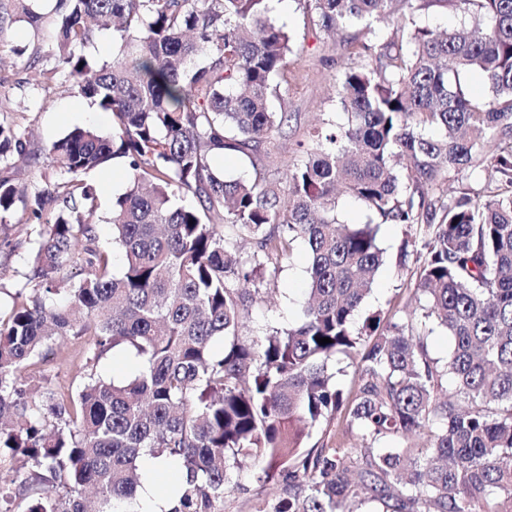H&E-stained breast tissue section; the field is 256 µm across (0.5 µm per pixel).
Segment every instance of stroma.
Masks as SVG:
<instances>
[{"mask_svg": "<svg viewBox=\"0 0 512 512\" xmlns=\"http://www.w3.org/2000/svg\"><path fill=\"white\" fill-rule=\"evenodd\" d=\"M273 7L275 17L293 35V52L280 93L269 99L272 111L291 114L288 135L272 137L274 150L266 166L253 167L247 156L234 152L213 161L214 167L226 175L250 181L284 177L288 169L301 162L302 147L310 143L313 129L344 122L335 92L339 73L347 66H371L362 43H376L378 35L388 36L393 31L391 25L381 23L373 32L360 25L331 35L313 27L298 0H274ZM53 47L51 35H33L16 0H0V124L25 131L37 147L49 145L76 127L110 133L111 115L98 111L89 100L62 91L47 97L36 86L27 84L29 62L36 57L50 59ZM85 179L98 190L99 214L103 218L129 186L125 164L119 159L86 174ZM31 231L23 202H16L5 224L0 225V240L11 242L10 247L0 249V291L10 293L24 285L29 271ZM404 238V226L380 225L378 241L386 263L375 278L361 314L355 316V325H362L365 315L375 311L405 315L418 309L419 303L407 286L411 271L398 266ZM307 287L306 248L297 243L276 273L274 292L253 306L247 319L248 336H260L294 323ZM83 346V340L68 339L47 363L56 388L67 393L76 389Z\"/></svg>", "mask_w": 512, "mask_h": 512, "instance_id": "35a3bbf8", "label": "stroma"}]
</instances>
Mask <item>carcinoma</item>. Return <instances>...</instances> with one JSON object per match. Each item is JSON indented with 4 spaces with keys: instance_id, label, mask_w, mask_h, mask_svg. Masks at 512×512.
Segmentation results:
<instances>
[{
    "instance_id": "1",
    "label": "carcinoma",
    "mask_w": 512,
    "mask_h": 512,
    "mask_svg": "<svg viewBox=\"0 0 512 512\" xmlns=\"http://www.w3.org/2000/svg\"><path fill=\"white\" fill-rule=\"evenodd\" d=\"M19 2L39 31L40 0ZM269 2L54 0V62L34 58L27 82L112 114V133L77 127L36 149L0 124V161L44 154L57 171L31 193L9 168L0 175V222L21 199L35 226L36 281L0 309V449L25 470L0 476L4 512L15 501L21 512H136L147 456L185 474L163 512H224L245 473L280 486L255 512H512V0H444L472 19L447 32L415 20L438 0H298L327 33L393 17L406 35L382 43L372 67L342 71L346 122L316 131L302 164L250 183L211 158L262 164L288 123L268 99L292 36ZM102 30L113 54L101 62L83 49ZM473 74L495 100L469 91ZM117 158L129 171L106 219L118 274L82 179ZM477 160L493 172L483 192L436 196ZM340 196L406 227L423 318L454 340L446 366L410 317L373 313L354 328L384 255L371 224L337 220ZM298 241L309 261L300 320L244 334ZM71 337L85 339V364L64 395L42 365ZM115 350L142 361L122 382L96 373ZM338 354L359 358L348 398ZM337 419L360 444L302 450ZM421 434L419 448L366 444Z\"/></svg>"
}]
</instances>
